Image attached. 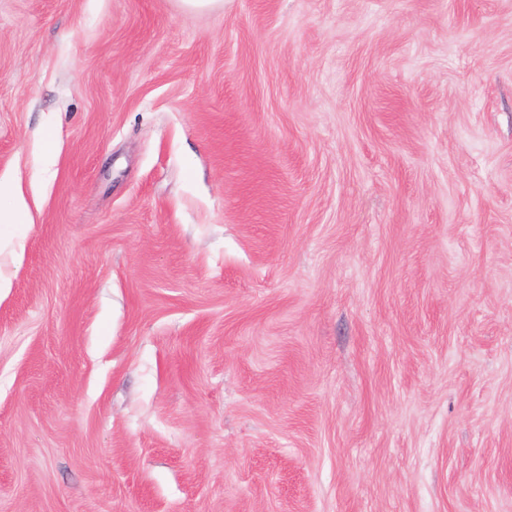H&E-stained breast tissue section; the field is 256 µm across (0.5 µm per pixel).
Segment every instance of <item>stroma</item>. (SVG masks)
<instances>
[{
  "label": "stroma",
  "mask_w": 512,
  "mask_h": 512,
  "mask_svg": "<svg viewBox=\"0 0 512 512\" xmlns=\"http://www.w3.org/2000/svg\"><path fill=\"white\" fill-rule=\"evenodd\" d=\"M3 177L0 512H512V0H0ZM10 198L12 204L2 206L3 198ZM0 223L1 224H28L27 207L16 185L0 179Z\"/></svg>",
  "instance_id": "35a3bbf8"
}]
</instances>
